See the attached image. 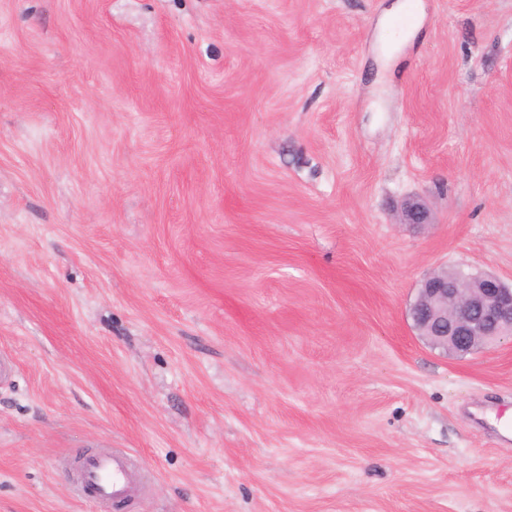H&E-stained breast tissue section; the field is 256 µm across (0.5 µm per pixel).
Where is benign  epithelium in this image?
<instances>
[{"label": "benign epithelium", "mask_w": 512, "mask_h": 512, "mask_svg": "<svg viewBox=\"0 0 512 512\" xmlns=\"http://www.w3.org/2000/svg\"><path fill=\"white\" fill-rule=\"evenodd\" d=\"M402 223L428 224L429 211L409 199L402 208ZM410 314L432 348L465 356L505 338L512 340V285L493 274L441 266L421 282Z\"/></svg>", "instance_id": "7a95c632"}]
</instances>
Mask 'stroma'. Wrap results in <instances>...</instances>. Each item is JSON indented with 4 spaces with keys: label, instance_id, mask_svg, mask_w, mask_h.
Segmentation results:
<instances>
[{
    "label": "stroma",
    "instance_id": "obj_1",
    "mask_svg": "<svg viewBox=\"0 0 512 512\" xmlns=\"http://www.w3.org/2000/svg\"><path fill=\"white\" fill-rule=\"evenodd\" d=\"M0 0V512H512V0ZM432 222L400 221L408 199ZM410 314L433 349L465 356L512 340V285L493 274L441 266L421 282ZM134 473L131 456L122 450L88 458L74 475L75 486L103 503L122 500Z\"/></svg>",
    "mask_w": 512,
    "mask_h": 512
}]
</instances>
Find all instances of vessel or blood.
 <instances>
[{
	"mask_svg": "<svg viewBox=\"0 0 512 512\" xmlns=\"http://www.w3.org/2000/svg\"><path fill=\"white\" fill-rule=\"evenodd\" d=\"M134 473L131 456L122 450L88 458L74 474L75 486L94 498L108 503L122 500Z\"/></svg>",
	"mask_w": 512,
	"mask_h": 512,
	"instance_id": "obj_1",
	"label": "vessel or blood"
}]
</instances>
